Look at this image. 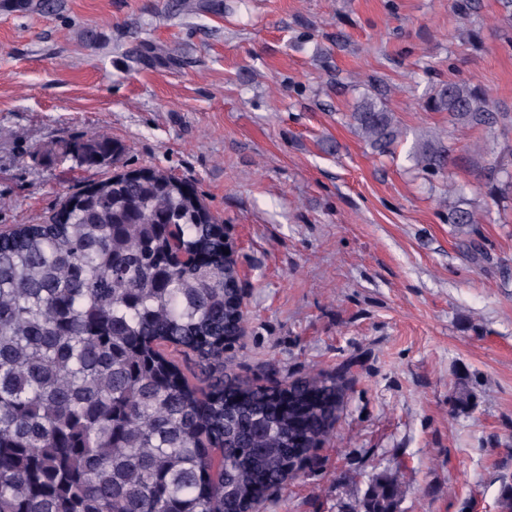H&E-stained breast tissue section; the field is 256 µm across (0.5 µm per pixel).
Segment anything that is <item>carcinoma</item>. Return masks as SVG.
<instances>
[{
	"instance_id": "1",
	"label": "carcinoma",
	"mask_w": 512,
	"mask_h": 512,
	"mask_svg": "<svg viewBox=\"0 0 512 512\" xmlns=\"http://www.w3.org/2000/svg\"><path fill=\"white\" fill-rule=\"evenodd\" d=\"M379 85L348 124L385 157L407 142V129ZM424 109L448 113V134H419L408 157L442 178L453 197L443 200L448 223L472 237L477 210L449 175L454 132L492 136L512 113L464 79L431 87ZM55 151L100 168L122 147L96 131ZM484 185L492 198L512 196L511 144ZM215 223L193 189L154 169L97 182L47 221L0 233V512H254L300 476L303 456L342 410L344 379L254 385L224 374L226 345L241 330V288ZM169 224L200 263H172ZM158 337L209 369L207 392ZM208 442L224 451L214 487ZM402 494L398 477H377L350 512H397Z\"/></svg>"
}]
</instances>
